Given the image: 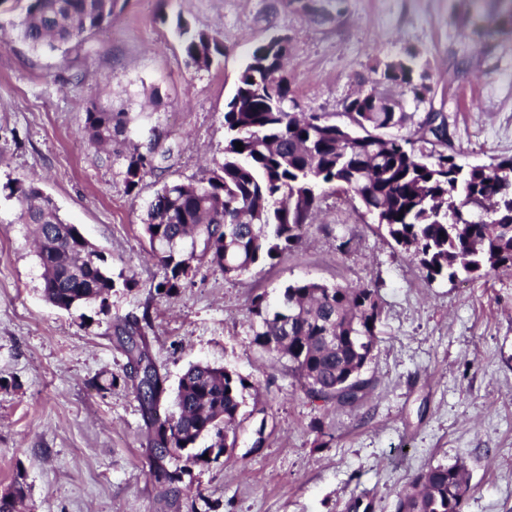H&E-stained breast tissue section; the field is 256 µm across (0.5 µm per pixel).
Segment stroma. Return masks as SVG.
Instances as JSON below:
<instances>
[{
  "mask_svg": "<svg viewBox=\"0 0 512 512\" xmlns=\"http://www.w3.org/2000/svg\"><path fill=\"white\" fill-rule=\"evenodd\" d=\"M312 18L284 0H118L111 21L63 51L17 39L23 0H0V495L26 487L18 512H395L428 467L464 465L463 512H512V270L426 281L345 195L325 192L299 246L237 277L195 264L178 293L156 292L163 269L142 219L163 184L194 183L224 158V111L250 51L288 38L283 74L292 112L343 119L346 101H399L416 130L448 118L465 166L512 156V16L484 36L469 0H319ZM218 35L224 53L188 67L170 19ZM415 53L414 98L387 81ZM123 113L111 150L81 142L91 104ZM165 154L138 193L125 191L130 148ZM36 183L107 259V307L64 310L43 291L33 229L14 190ZM348 250H339L343 240ZM375 288L376 344L359 406L310 396L289 363L253 343L255 295L277 305L288 283ZM149 312V352L176 388L196 363L249 382L231 460L192 465L180 488L152 475L147 428L113 323ZM264 445L253 449L256 438Z\"/></svg>",
  "mask_w": 512,
  "mask_h": 512,
  "instance_id": "obj_1",
  "label": "stroma"
}]
</instances>
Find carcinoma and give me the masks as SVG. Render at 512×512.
I'll list each match as a JSON object with an SVG mask.
<instances>
[{
  "mask_svg": "<svg viewBox=\"0 0 512 512\" xmlns=\"http://www.w3.org/2000/svg\"><path fill=\"white\" fill-rule=\"evenodd\" d=\"M118 0H30L17 24L19 38L34 49L56 50L101 29ZM489 8L473 0L479 14L493 24L512 11V0ZM187 64L210 66L223 44L211 33L196 31L177 18ZM287 49L275 39L255 47L224 111V159L197 184L166 183L150 202L143 223L151 255L164 270L157 287L170 296L198 261L237 277L260 262L278 257L301 240L322 189L364 201L378 226L414 256L425 279H453L459 273L489 274L512 268V178L497 169H512V156L495 168H464L456 156L419 143L448 146V121L442 112L426 115L420 130L372 141L374 126L402 128L408 115L400 103L374 94L359 95L344 105L348 123L317 113L290 112L288 85L277 76ZM412 66L385 71L384 79L409 86L417 98L425 87L412 84ZM125 123L112 109L92 105L82 136L94 146H112ZM243 150H236V143ZM159 169L154 158L133 149L125 155V189L134 191L143 177ZM19 221L35 226L37 257L44 268V294L59 308L91 304L116 287L101 251L85 252L74 224L66 223L53 200L35 184L19 191ZM260 319L254 343L288 359L307 393L336 405L363 399L369 382L352 370L366 363L375 345L380 306L374 289L296 281L269 311L263 297L251 301ZM150 307L142 317L115 324L114 335L127 356L129 373L149 429L156 482H181L165 461L171 448H194L210 436L214 443L236 447L245 380L224 368L191 366L180 378L168 412H160L165 378L147 354ZM470 488L464 466L428 468L400 495L396 512H463ZM25 497L17 484L0 497V512H15Z\"/></svg>",
  "mask_w": 512,
  "mask_h": 512,
  "instance_id": "1",
  "label": "carcinoma"
}]
</instances>
